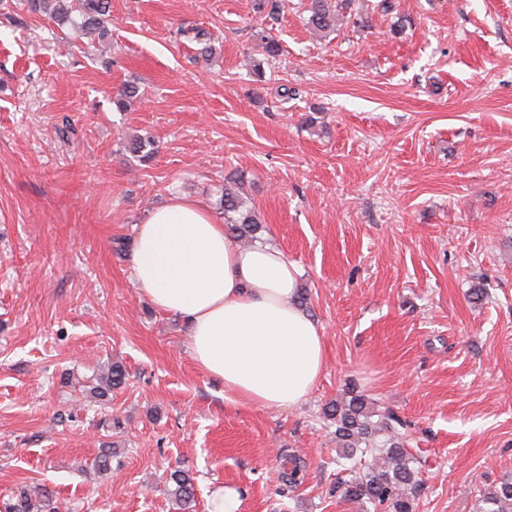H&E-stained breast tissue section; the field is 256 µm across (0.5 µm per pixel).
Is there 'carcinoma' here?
I'll list each match as a JSON object with an SVG mask.
<instances>
[{"mask_svg":"<svg viewBox=\"0 0 512 512\" xmlns=\"http://www.w3.org/2000/svg\"><path fill=\"white\" fill-rule=\"evenodd\" d=\"M350 0H307L309 24L317 31L331 32L344 21V12ZM30 8L50 18L70 23L72 28L90 39L104 36V17L109 13L110 0H30ZM220 208L227 216L228 230L240 242L251 245L258 220L246 208L239 191L224 187ZM125 380V369L113 363L100 371L97 384L91 392L104 399L119 388ZM324 414L336 426L334 431L338 457L351 460L370 455L377 466L368 468L361 476L337 483L336 493L341 499L372 506V512H412L413 497L419 487L420 470L428 458L422 451L410 450L407 424L389 408L378 407L364 395L351 393L325 408ZM281 483L294 490L305 479L304 468L297 459H290L282 468ZM169 495L184 512L194 500L195 477L189 470L176 469L169 474ZM512 506V482H503L483 489L480 512H505ZM8 512H55L53 497L40 485H25L17 490Z\"/></svg>","mask_w":512,"mask_h":512,"instance_id":"1","label":"carcinoma"}]
</instances>
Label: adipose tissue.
<instances>
[{
	"mask_svg": "<svg viewBox=\"0 0 512 512\" xmlns=\"http://www.w3.org/2000/svg\"><path fill=\"white\" fill-rule=\"evenodd\" d=\"M130 267L138 291L188 325L191 356L228 406L290 410L314 389L325 350L283 252L241 245L207 207L174 195L148 213Z\"/></svg>",
	"mask_w": 512,
	"mask_h": 512,
	"instance_id": "obj_1",
	"label": "adipose tissue"
}]
</instances>
